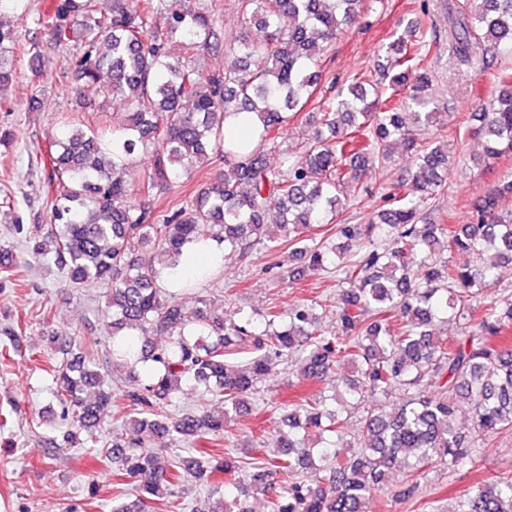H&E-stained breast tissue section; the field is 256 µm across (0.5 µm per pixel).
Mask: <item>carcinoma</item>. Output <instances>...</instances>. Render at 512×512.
Instances as JSON below:
<instances>
[{"label":"carcinoma","instance_id":"cac0c4a2","mask_svg":"<svg viewBox=\"0 0 512 512\" xmlns=\"http://www.w3.org/2000/svg\"><path fill=\"white\" fill-rule=\"evenodd\" d=\"M27 0H0L36 36L26 43L0 24V101L17 78L13 58L42 49L73 48L66 78L96 86L102 99H121L128 118L106 134L66 127L49 138L47 152L28 156L30 169L47 173L49 227L25 240L35 258L51 259L75 287L106 286L112 317V365L126 369L122 424L113 428L100 456L112 460L134 499H112L107 512H182L184 486L224 476V494L210 512H252V494L268 512H366L388 475H405L396 497L411 498L416 477L431 463L474 464L476 443L512 429V349L499 341L512 327V292L484 304L480 295L497 284L496 270L512 263V212L498 199L512 194L503 176L473 205L463 224H419L421 206L443 186L448 143L424 145L409 123L433 122L428 30L414 20L410 37L395 39L377 58L374 73H355L346 86L322 96L318 128L305 150L267 162L272 133L288 130L317 89L326 54L355 24L367 0H238L242 26L264 31L254 41L244 31L232 44L219 16L200 0H54L28 18ZM166 14L163 26L155 18ZM452 48L466 62L489 53L512 54V0H462ZM184 51L172 52L173 40ZM224 54V68L189 64L199 52ZM263 65L250 69L248 60ZM494 96L474 113L472 135L485 144V164L512 154V69L493 74ZM406 89V95L396 92ZM253 113L249 139L224 140V117ZM392 141L414 157L411 182L398 183L371 222L340 224L337 245L319 238L336 221L340 196L359 189L354 157L381 163ZM151 151V167L135 185L125 179L139 149ZM218 171L169 214L152 205L200 168ZM277 209L271 210V201ZM216 238L225 250L251 253L289 249L307 257L318 273L342 274L336 298V330L321 325L304 299L284 313L226 312L197 300L190 313L176 293L161 287L160 271L176 268L184 247ZM151 245L144 259L139 248ZM482 254L480 266L439 261L436 249ZM21 262L0 248V280L22 282ZM466 322L455 336L433 332L438 324ZM169 341L156 346L152 335ZM58 355L52 364L53 397L72 426L96 439L112 416V388L91 353H73L66 336L48 337ZM296 355L307 381L321 382L344 362L356 374L343 390L314 391L267 431L273 457L252 462L238 448H257L228 430L273 376L275 361ZM202 390L222 409L168 410L184 385ZM403 397L389 410L369 411L346 444L343 429L365 399L393 390ZM472 410L469 428L456 421L458 402ZM210 436L224 439L222 457L177 455L182 445ZM455 512H512V477L467 493Z\"/></svg>","mask_w":512,"mask_h":512}]
</instances>
